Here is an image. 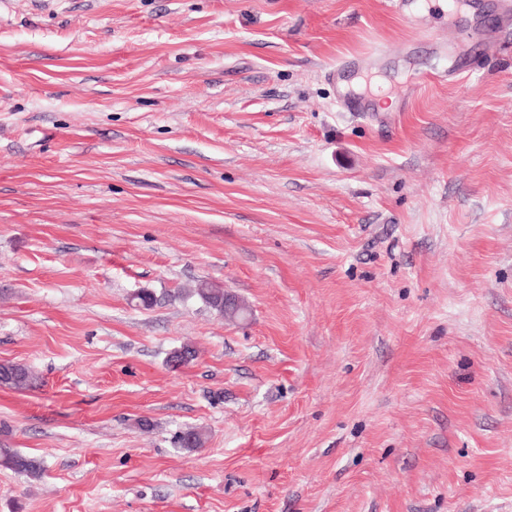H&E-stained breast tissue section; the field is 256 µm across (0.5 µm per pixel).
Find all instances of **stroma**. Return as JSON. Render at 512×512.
Returning <instances> with one entry per match:
<instances>
[{
    "label": "stroma",
    "instance_id": "1",
    "mask_svg": "<svg viewBox=\"0 0 512 512\" xmlns=\"http://www.w3.org/2000/svg\"><path fill=\"white\" fill-rule=\"evenodd\" d=\"M463 2L0 10V512H512V27ZM194 291L196 295H198L206 304H208L219 314L227 316L231 319L244 316L243 308H240L238 311L233 308L231 310L226 309L224 311V290L220 288H214L206 281H201ZM36 376L28 367L14 363H0V384L17 389H25L32 386ZM0 467L25 473L30 478H38L43 470L38 459L23 455L11 448H0Z\"/></svg>",
    "mask_w": 512,
    "mask_h": 512
}]
</instances>
